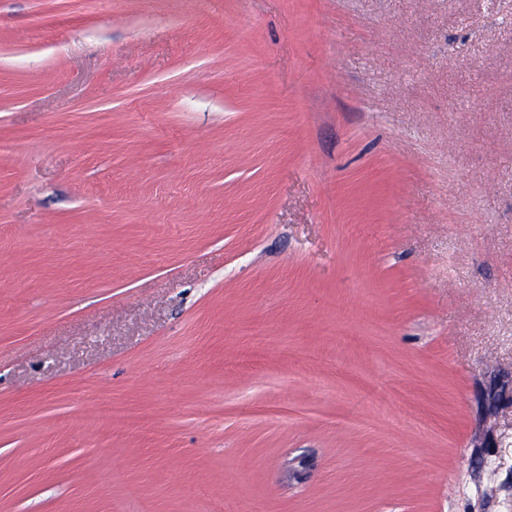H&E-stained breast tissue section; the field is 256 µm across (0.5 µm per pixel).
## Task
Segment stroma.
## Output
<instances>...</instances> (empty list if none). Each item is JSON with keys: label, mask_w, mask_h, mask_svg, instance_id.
I'll return each mask as SVG.
<instances>
[{"label": "stroma", "mask_w": 512, "mask_h": 512, "mask_svg": "<svg viewBox=\"0 0 512 512\" xmlns=\"http://www.w3.org/2000/svg\"><path fill=\"white\" fill-rule=\"evenodd\" d=\"M0 512H512V0H0Z\"/></svg>", "instance_id": "obj_1"}]
</instances>
